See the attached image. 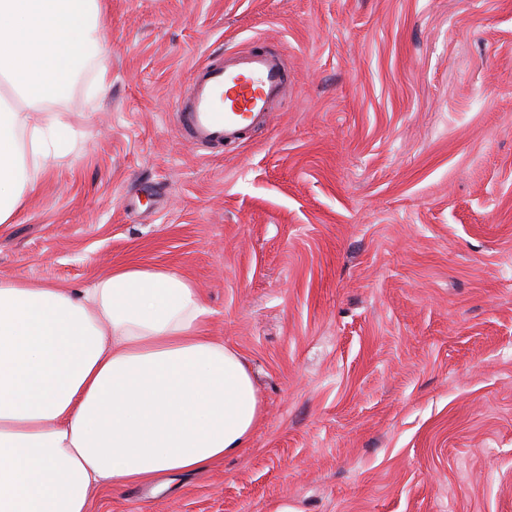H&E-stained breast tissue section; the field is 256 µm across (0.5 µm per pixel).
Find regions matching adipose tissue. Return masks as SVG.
<instances>
[{"instance_id":"obj_1","label":"adipose tissue","mask_w":512,"mask_h":512,"mask_svg":"<svg viewBox=\"0 0 512 512\" xmlns=\"http://www.w3.org/2000/svg\"><path fill=\"white\" fill-rule=\"evenodd\" d=\"M102 0H0V224L75 130L50 104L97 60ZM195 282L129 262L91 287L0 279V512H88L99 488L238 453L261 418L239 355L205 334Z\"/></svg>"}]
</instances>
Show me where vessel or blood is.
<instances>
[{
    "label": "vessel or blood",
    "instance_id": "vessel-or-blood-1",
    "mask_svg": "<svg viewBox=\"0 0 512 512\" xmlns=\"http://www.w3.org/2000/svg\"><path fill=\"white\" fill-rule=\"evenodd\" d=\"M288 73L274 51L237 52L215 57L191 74L189 97L173 105L182 138L200 148L243 142L250 129L268 118Z\"/></svg>",
    "mask_w": 512,
    "mask_h": 512
}]
</instances>
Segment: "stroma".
I'll list each match as a JSON object with an SVG mask.
<instances>
[{
  "label": "stroma",
  "mask_w": 512,
  "mask_h": 512,
  "mask_svg": "<svg viewBox=\"0 0 512 512\" xmlns=\"http://www.w3.org/2000/svg\"><path fill=\"white\" fill-rule=\"evenodd\" d=\"M111 85L0 224V278L193 279L253 376L237 455L90 512H512V0H104ZM280 51L237 145L173 104L214 51Z\"/></svg>",
  "instance_id": "stroma-1"
}]
</instances>
